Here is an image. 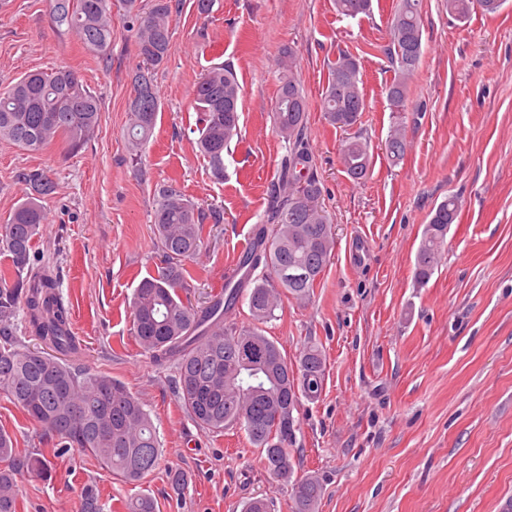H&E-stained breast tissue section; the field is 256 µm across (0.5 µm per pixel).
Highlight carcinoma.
<instances>
[{"label": "carcinoma", "instance_id": "cac0c4a2", "mask_svg": "<svg viewBox=\"0 0 512 512\" xmlns=\"http://www.w3.org/2000/svg\"><path fill=\"white\" fill-rule=\"evenodd\" d=\"M505 0H447L448 13L462 22L479 8L497 12ZM128 12L137 0H54L52 22L76 34L90 50L111 56L112 9ZM179 4L151 0L137 14L136 49L140 65L133 75L128 104V143L132 151L150 138L160 100L154 74L169 58L171 17ZM339 13L356 17L370 11L371 0H336ZM422 0H398L389 23L388 55L394 78L387 87L391 111H407L408 84L423 56L420 26ZM294 53L284 52L274 121L287 144L278 181L268 208L255 225L254 246L242 265L261 267L266 276L245 294L252 323L224 321V308L235 306L240 289L224 284L201 307L183 297L187 264L199 254L206 223L221 224L224 212L204 209L175 183L159 187L153 211L155 232L165 257L157 275L144 278L132 297L133 336L154 362L175 366V392L191 419L212 433L243 429L258 448L268 471L291 484L294 512H316L321 496L317 476L294 477V449L301 398L321 394L326 373L323 349L308 342L296 365L283 356L277 341L262 325L281 307V292L297 301L310 299L335 245L333 224L320 203L322 190L306 147L307 100L294 76ZM240 85L229 66L204 73L194 88L201 113L197 146L214 178L224 176V148L239 136ZM366 109L357 58L338 56L331 64L322 101L325 119L339 128L357 124ZM101 105L76 72L58 68L27 74L0 89V140L27 151H40L59 136L71 151L85 144L98 126ZM406 150L402 123L392 125L387 154L400 159ZM347 174L359 180L369 166V146L361 136L345 140L341 150ZM29 192L9 223L0 226V252L9 265L0 268V394L32 420L44 435L64 449L94 458L127 483H138L160 464L161 440L144 404L114 378L81 372L66 361L76 349L66 310L47 296L54 282L34 271L33 241L45 215L41 198L55 185L44 170L22 174ZM458 197L439 202L425 225L416 255V280L425 283L442 259L448 230L457 218ZM26 332L49 351L17 340L18 315ZM12 436L0 430V512H17Z\"/></svg>", "mask_w": 512, "mask_h": 512}]
</instances>
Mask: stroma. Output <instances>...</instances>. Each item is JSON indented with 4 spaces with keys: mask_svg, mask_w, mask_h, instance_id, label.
Masks as SVG:
<instances>
[{
    "mask_svg": "<svg viewBox=\"0 0 512 512\" xmlns=\"http://www.w3.org/2000/svg\"><path fill=\"white\" fill-rule=\"evenodd\" d=\"M0 9V88L26 73L74 70L101 103L100 122L78 153L63 139L40 152L0 141V225L24 195L31 169L49 170L55 191L33 252L69 310L73 365L119 380L159 429L162 461L132 485L77 451L55 453L39 425L0 394V429L19 457L49 456L43 476L18 471V512H81L95 486L103 512H128L146 495L156 512H241L254 497L292 512L291 488L268 471L244 430H202L172 388L174 370L153 361L132 334L131 299L163 257L152 224L154 193L168 182L224 221L210 225L189 265L202 306L247 245L278 178L285 143L272 118L285 49L307 99L306 126L321 203L335 227L330 261L309 301L284 299L265 324L289 361L317 343L326 355L322 392L296 416V476L316 474L318 512H502L512 501V0L466 22L445 0H423L424 54L409 109L390 111L394 77L388 18L396 0L340 15L335 0H217L209 16L193 0L172 15L167 63L155 73L161 110L139 160L128 151L127 105L139 65L132 21L112 13V57L89 52L51 21L53 0H5ZM361 62L366 110L355 131L369 143L363 179L341 163L346 131L321 101L340 53ZM228 64L240 86V138L215 179L195 145L193 89ZM407 149L391 161L394 121ZM461 206L427 284L415 256L433 208ZM182 473V492L171 486Z\"/></svg>",
    "mask_w": 512,
    "mask_h": 512,
    "instance_id": "obj_1",
    "label": "stroma"
}]
</instances>
